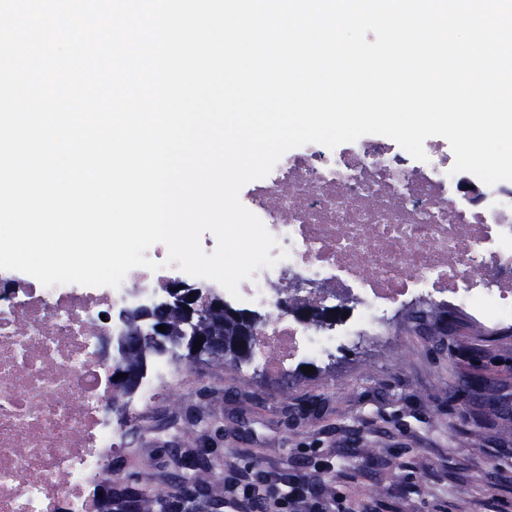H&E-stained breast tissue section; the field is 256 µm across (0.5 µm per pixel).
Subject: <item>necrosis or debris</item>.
<instances>
[{
  "instance_id": "obj_1",
  "label": "necrosis or debris",
  "mask_w": 512,
  "mask_h": 512,
  "mask_svg": "<svg viewBox=\"0 0 512 512\" xmlns=\"http://www.w3.org/2000/svg\"><path fill=\"white\" fill-rule=\"evenodd\" d=\"M426 161L390 138L365 135L330 149L288 150L241 203L288 256L239 285L236 308L257 320L252 372L284 380L300 360L331 363L338 346H389L408 309L445 306L486 330L512 326V181L485 185L452 173L446 140L424 143ZM127 273L119 287L63 284L0 269V512H98L96 487L110 460L143 430V412L174 401L185 377L174 357L155 359L135 398L113 392L104 334L129 310L164 301L169 283L210 279L168 264ZM335 305L348 316L301 322L283 300Z\"/></svg>"
}]
</instances>
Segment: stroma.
Masks as SVG:
<instances>
[{
	"mask_svg": "<svg viewBox=\"0 0 512 512\" xmlns=\"http://www.w3.org/2000/svg\"><path fill=\"white\" fill-rule=\"evenodd\" d=\"M403 318L397 346L336 352L333 370L275 387L245 366L189 361L183 395L169 413L181 434L134 443L112 459V486L170 496L182 461L209 451V493L224 497V472L256 465L287 471L321 457L326 487L356 512H512V334L471 327L445 336Z\"/></svg>",
	"mask_w": 512,
	"mask_h": 512,
	"instance_id": "obj_1",
	"label": "stroma"
}]
</instances>
